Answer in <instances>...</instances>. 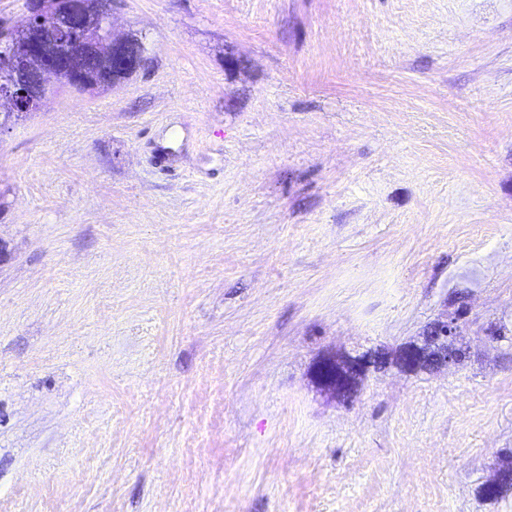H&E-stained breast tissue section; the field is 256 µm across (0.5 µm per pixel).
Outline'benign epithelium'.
Segmentation results:
<instances>
[{
  "label": "benign epithelium",
  "instance_id": "1",
  "mask_svg": "<svg viewBox=\"0 0 512 512\" xmlns=\"http://www.w3.org/2000/svg\"><path fill=\"white\" fill-rule=\"evenodd\" d=\"M112 0H31L29 21L19 31L0 27V42L19 39L42 57L36 69L23 72L0 88V132L17 119L42 107L51 85L69 81L90 84L98 59L106 56L112 68L126 76L145 64L142 42L130 35L117 36L112 29ZM460 335L457 321L432 324L419 341L403 346L395 363L406 372L449 369L460 364L462 351L454 341ZM341 360L355 369L360 383L369 368L380 363L376 356L343 355Z\"/></svg>",
  "mask_w": 512,
  "mask_h": 512
}]
</instances>
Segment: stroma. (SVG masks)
<instances>
[{
    "mask_svg": "<svg viewBox=\"0 0 512 512\" xmlns=\"http://www.w3.org/2000/svg\"><path fill=\"white\" fill-rule=\"evenodd\" d=\"M112 22L146 66L0 135V512H512V0ZM457 336L460 331L455 319L438 321L424 332L420 341L403 346L395 356V363L406 372L456 367L462 355L461 349L454 345ZM328 359L346 361L355 369V376H356L355 386H354V389L346 396H343V395L337 393L336 391L328 389L326 386L321 384L315 378V383H316L318 389L321 392L325 393L326 395L331 396L332 398H335L338 401H346V400L350 399L356 392V389H357L360 381L366 375L369 368L371 366H375V364L380 363V359L376 356L373 357L372 355H370L369 357H367L366 355H362V356H350V355L337 356L336 355V357H325L321 361L328 360ZM371 364H373V365H371Z\"/></svg>",
    "mask_w": 512,
    "mask_h": 512,
    "instance_id": "stroma-1",
    "label": "stroma"
}]
</instances>
